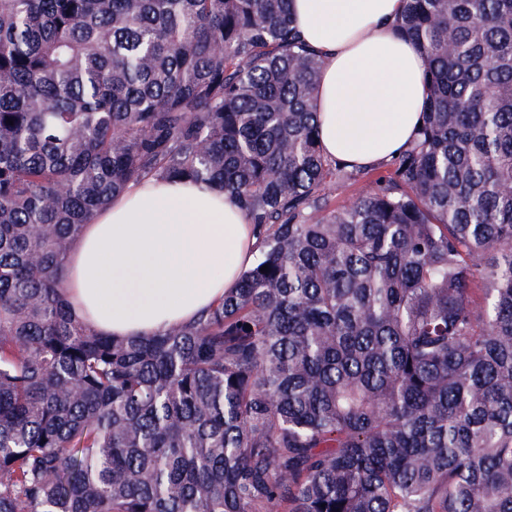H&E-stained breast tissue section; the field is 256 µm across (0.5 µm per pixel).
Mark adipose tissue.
<instances>
[{"mask_svg":"<svg viewBox=\"0 0 512 512\" xmlns=\"http://www.w3.org/2000/svg\"><path fill=\"white\" fill-rule=\"evenodd\" d=\"M404 0H290L323 61L315 94L331 160L368 169L406 149L422 122L425 59L396 21ZM259 241L229 194L188 180L129 185L75 240L64 272L72 314L118 338L196 320L236 288Z\"/></svg>","mask_w":512,"mask_h":512,"instance_id":"adipose-tissue-1","label":"adipose tissue"}]
</instances>
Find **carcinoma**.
<instances>
[{
  "mask_svg": "<svg viewBox=\"0 0 512 512\" xmlns=\"http://www.w3.org/2000/svg\"><path fill=\"white\" fill-rule=\"evenodd\" d=\"M289 2L0 0V512H512V0H406L423 121L337 210ZM146 177L259 254L118 340L63 274Z\"/></svg>",
  "mask_w": 512,
  "mask_h": 512,
  "instance_id": "obj_1",
  "label": "carcinoma"
}]
</instances>
